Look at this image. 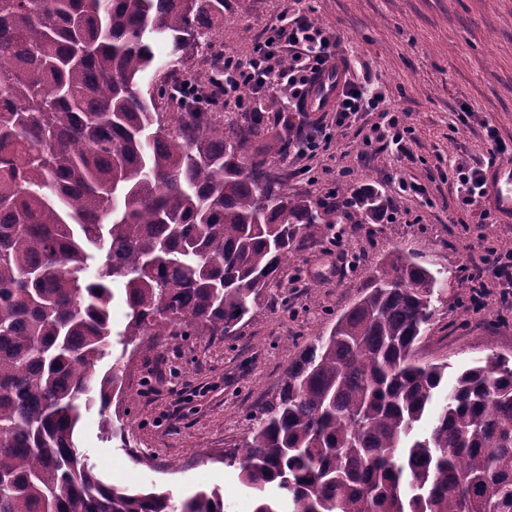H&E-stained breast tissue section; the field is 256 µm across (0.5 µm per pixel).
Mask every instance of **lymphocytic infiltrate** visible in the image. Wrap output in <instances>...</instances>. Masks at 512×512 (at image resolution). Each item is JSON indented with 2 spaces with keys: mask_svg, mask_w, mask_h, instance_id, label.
Segmentation results:
<instances>
[{
  "mask_svg": "<svg viewBox=\"0 0 512 512\" xmlns=\"http://www.w3.org/2000/svg\"><path fill=\"white\" fill-rule=\"evenodd\" d=\"M337 42L325 28L300 17L294 26L269 27L256 43L249 59L244 61L225 57L217 71L220 79L210 88L200 87L194 79L177 81L176 90L184 96H223L225 102L233 104L235 110H247V98L242 91H249V98H262L269 88H279L289 105L303 109V92L318 74L334 66ZM375 115L376 120L365 137L364 143L371 155L386 150L410 154L413 140L412 130L403 116L385 105L384 95L368 89L354 80H347L335 113L332 117H318L315 126L322 131V138L308 136L299 139L297 156H311L318 150L328 148L333 131H344L349 127L351 116L359 113ZM486 136L491 143L489 156L485 159L464 161L452 170L456 199L460 209L469 210L477 204L481 195L482 173L488 159L497 158L506 148L494 127H487Z\"/></svg>",
  "mask_w": 512,
  "mask_h": 512,
  "instance_id": "f902f5d3",
  "label": "lymphocytic infiltrate"
}]
</instances>
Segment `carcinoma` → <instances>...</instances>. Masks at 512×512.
Masks as SVG:
<instances>
[{
	"label": "carcinoma",
	"mask_w": 512,
	"mask_h": 512,
	"mask_svg": "<svg viewBox=\"0 0 512 512\" xmlns=\"http://www.w3.org/2000/svg\"><path fill=\"white\" fill-rule=\"evenodd\" d=\"M230 0H0V512H226L97 478L81 412L106 413L123 346L231 335L321 228L380 203L288 195L245 152L281 134L224 123L142 76L213 48ZM178 105L175 131L156 97ZM442 284L398 251L328 334L304 346L250 436L224 449L254 512H512V365L422 364Z\"/></svg>",
	"instance_id": "cac0c4a2"
}]
</instances>
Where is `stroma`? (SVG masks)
Masks as SVG:
<instances>
[{
	"label": "stroma",
	"mask_w": 512,
	"mask_h": 512,
	"mask_svg": "<svg viewBox=\"0 0 512 512\" xmlns=\"http://www.w3.org/2000/svg\"><path fill=\"white\" fill-rule=\"evenodd\" d=\"M229 13L215 48L194 59L200 82L211 76L217 56L248 59L269 25L305 15L336 36L338 65L383 89L388 107L405 113L414 131L411 155L365 159L373 118L363 113L327 150L300 163L266 156V168L291 194L316 200L342 186L356 192L370 184L396 217L335 225L317 246L301 249L280 285L224 340L179 336L133 352L116 342L97 366L104 373L119 365L121 384L111 422L94 407L83 412L75 433L78 452L98 478L131 491L166 490L178 500L216 489L232 512H253L237 468L197 458L195 449L217 453L242 442L295 351L329 332L390 250L449 274L432 299L422 361L447 363L452 377L491 356L512 361V297L494 288L493 271L485 273L489 292L479 295L461 272L468 258L512 243V223H481L476 207L462 214L450 182L454 163L486 155L485 125L512 148V0H231ZM391 172L424 185L425 195L398 194L386 179ZM339 236L351 262L342 275L329 253Z\"/></svg>",
	"instance_id": "stroma-1"
}]
</instances>
